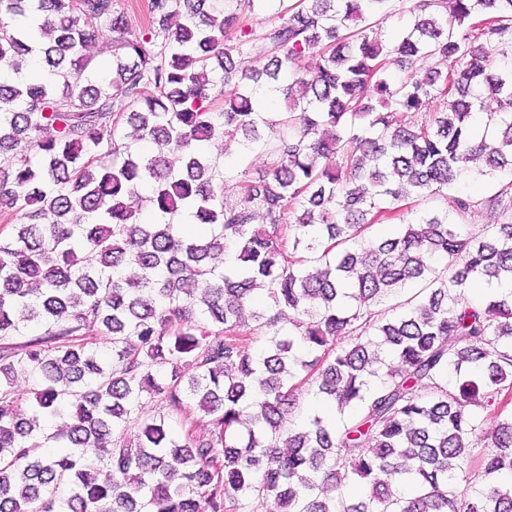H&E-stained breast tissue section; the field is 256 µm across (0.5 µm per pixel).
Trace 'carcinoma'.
Wrapping results in <instances>:
<instances>
[{"mask_svg": "<svg viewBox=\"0 0 512 512\" xmlns=\"http://www.w3.org/2000/svg\"><path fill=\"white\" fill-rule=\"evenodd\" d=\"M207 2L149 0L158 27L135 35L114 0H0V72L22 74L34 52L48 67L0 82V212L17 219L0 239V402L24 400L16 367L42 377L31 416L0 407V512H246L253 499L267 512H512V292L464 299L478 280L512 284V220L458 224L450 213L482 202L453 195L451 211L361 245L374 216L450 190L478 158L479 176L512 170V61L491 45L512 48V0H415L411 30L387 44L366 21L390 0H302L248 73L232 52L252 30ZM101 39L102 79L86 54ZM421 57L436 59L422 79ZM286 77L309 96L292 99ZM278 88L286 111L267 118L257 96ZM486 93L498 111L479 126ZM439 98L432 123L410 119ZM218 131L274 155L239 183L241 205L224 203V167L202 150ZM143 187L153 224L126 204ZM185 214L200 238L180 234ZM412 283L409 310L376 311ZM30 324L45 330L29 337ZM303 384L353 413L297 422ZM145 395L183 417L181 434L163 415L140 421ZM474 437L484 448L462 484ZM51 440L64 450L35 452ZM356 478L369 491L351 504Z\"/></svg>", "mask_w": 512, "mask_h": 512, "instance_id": "carcinoma-1", "label": "carcinoma"}]
</instances>
